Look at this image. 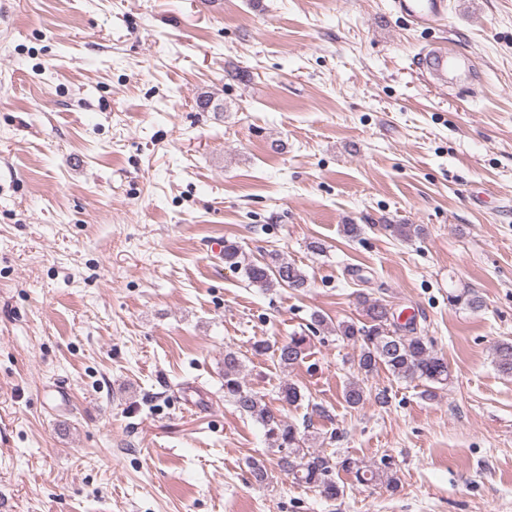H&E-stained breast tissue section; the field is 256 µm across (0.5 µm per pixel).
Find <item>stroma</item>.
<instances>
[{"mask_svg": "<svg viewBox=\"0 0 512 512\" xmlns=\"http://www.w3.org/2000/svg\"><path fill=\"white\" fill-rule=\"evenodd\" d=\"M446 2L0 0L7 512H512V0ZM435 47L470 63L444 87L415 67ZM224 241L306 287L249 285ZM465 286L481 310L449 304ZM363 294L447 359L435 398L382 368L388 405L345 402L358 350L311 317L362 321ZM228 350L313 450L390 456L398 490L294 483L224 398ZM393 3L399 13L414 19L439 16L447 6L444 0H395ZM306 336H291L288 342L277 348V362L283 369H288L304 360L307 350Z\"/></svg>", "mask_w": 512, "mask_h": 512, "instance_id": "obj_1", "label": "stroma"}]
</instances>
